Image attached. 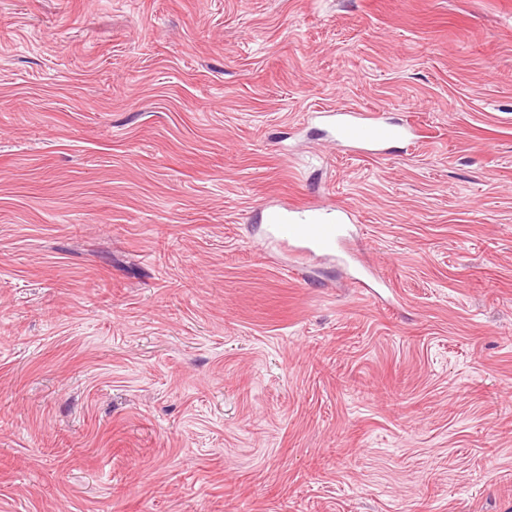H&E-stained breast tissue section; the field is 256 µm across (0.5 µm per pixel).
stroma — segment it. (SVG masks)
<instances>
[{"label":"stroma","mask_w":512,"mask_h":512,"mask_svg":"<svg viewBox=\"0 0 512 512\" xmlns=\"http://www.w3.org/2000/svg\"><path fill=\"white\" fill-rule=\"evenodd\" d=\"M0 512H512V0H0ZM315 117L320 118L325 132L336 145L377 156L386 155L390 144L409 139L417 132L416 126L409 121H379L373 113L338 109L318 112ZM265 224L283 244L307 256L332 257L345 239L347 212L298 209L285 203L270 204L262 214Z\"/></svg>","instance_id":"35a3bbf8"}]
</instances>
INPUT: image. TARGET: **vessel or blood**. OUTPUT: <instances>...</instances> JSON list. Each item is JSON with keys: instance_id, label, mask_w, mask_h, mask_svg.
Returning a JSON list of instances; mask_svg holds the SVG:
<instances>
[{"instance_id": "1", "label": "vessel or blood", "mask_w": 512, "mask_h": 512, "mask_svg": "<svg viewBox=\"0 0 512 512\" xmlns=\"http://www.w3.org/2000/svg\"><path fill=\"white\" fill-rule=\"evenodd\" d=\"M319 118L337 145L377 156L386 155L390 144L417 132L411 122H386L373 113L338 109L320 113ZM262 217L279 242L307 256H334L345 239L347 215L343 212L280 203L268 205Z\"/></svg>"}]
</instances>
